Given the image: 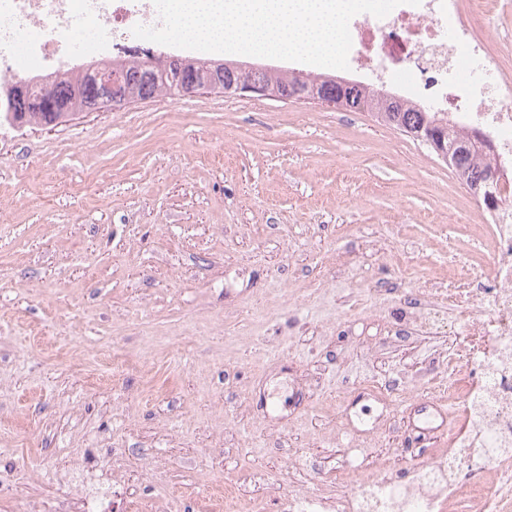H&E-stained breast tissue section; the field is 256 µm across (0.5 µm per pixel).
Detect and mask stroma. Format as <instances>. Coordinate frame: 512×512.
<instances>
[{"label":"stroma","mask_w":512,"mask_h":512,"mask_svg":"<svg viewBox=\"0 0 512 512\" xmlns=\"http://www.w3.org/2000/svg\"><path fill=\"white\" fill-rule=\"evenodd\" d=\"M15 55L23 76L101 59ZM471 194L426 146L364 112L201 92L0 125V512H286L297 490L406 473L444 430L415 412L448 368L452 259L485 263ZM397 411L345 408L368 385Z\"/></svg>","instance_id":"stroma-1"}]
</instances>
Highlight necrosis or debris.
<instances>
[{
    "label": "necrosis or debris",
    "instance_id": "necrosis-or-debris-1",
    "mask_svg": "<svg viewBox=\"0 0 512 512\" xmlns=\"http://www.w3.org/2000/svg\"><path fill=\"white\" fill-rule=\"evenodd\" d=\"M484 11V0H421L381 19L360 13L349 23V61L390 81L416 74L420 94L451 128L481 145L497 178L493 203L473 202L490 254L483 282L457 289L474 278V268H448V300L460 309L457 348L447 379L430 393L456 416L449 446L403 478L352 468L342 494L292 495L288 512H512V76L493 68L476 83L464 68L488 56L478 33ZM138 24L161 26L154 0H0V86L20 74L18 44L29 55L51 56L79 29L99 33L112 58L151 55L150 41L127 44ZM446 29L452 39L442 38Z\"/></svg>",
    "mask_w": 512,
    "mask_h": 512
}]
</instances>
